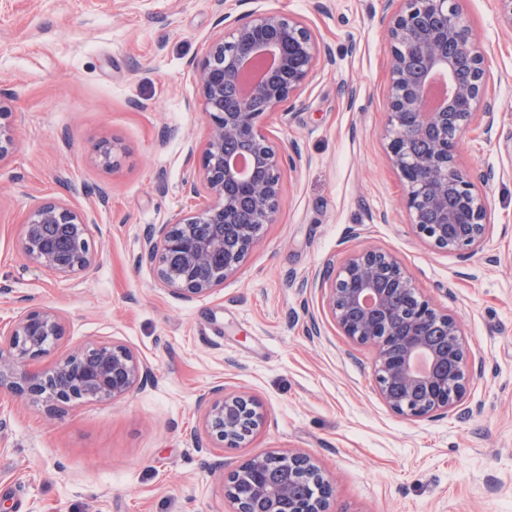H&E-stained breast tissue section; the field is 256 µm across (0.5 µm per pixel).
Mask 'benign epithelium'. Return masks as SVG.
I'll list each match as a JSON object with an SVG mask.
<instances>
[{"label": "benign epithelium", "instance_id": "benign-epithelium-1", "mask_svg": "<svg viewBox=\"0 0 512 512\" xmlns=\"http://www.w3.org/2000/svg\"><path fill=\"white\" fill-rule=\"evenodd\" d=\"M399 3L389 15L387 153L404 186L409 224L421 240L449 252L475 254L491 224L487 202L461 169L457 145L474 123L489 133L495 121L486 97L488 74L469 26L453 0H386ZM227 39H216L192 64L208 136L199 168L184 180L185 193L204 192L214 204L144 231L139 264L185 299L211 293L235 274L265 224L277 222L284 166L260 119L277 112L311 80L321 57L312 31L277 12L231 17ZM66 229L76 249L57 250L44 226ZM191 224H222L199 239L182 230ZM85 213L60 201L38 204L22 225L20 250L31 263L61 277L96 262L88 245ZM182 258L171 270L166 257ZM224 253V269L212 280L193 278L197 268ZM327 305L337 328L374 354L373 380L384 404L411 419L456 412L472 383L468 349L457 319L414 287L398 258L380 248L328 264ZM64 333V321L47 307L23 311L0 330V393L42 402L49 414L59 403L114 401L151 377V367L125 345L100 342L61 356L48 371L31 362ZM204 426L236 448L263 427L262 406L249 397H226L215 388L205 399ZM234 512H329L333 487L313 457L276 452L251 458L224 479Z\"/></svg>", "mask_w": 512, "mask_h": 512}]
</instances>
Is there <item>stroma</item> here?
<instances>
[{
    "label": "stroma",
    "instance_id": "35a3bbf8",
    "mask_svg": "<svg viewBox=\"0 0 512 512\" xmlns=\"http://www.w3.org/2000/svg\"><path fill=\"white\" fill-rule=\"evenodd\" d=\"M490 71L496 122L473 124L458 161L482 179L492 224L466 257L412 232L386 152L385 0H0V326L43 306L62 338L35 368L100 341L154 376L111 402L0 394V512H233L224 474L279 451L313 456L333 512H512V27L498 0H458ZM300 18L331 61L262 124L297 150L277 223L239 271L191 300L137 258L147 225L209 204L182 181L207 118L192 64L225 10ZM116 142L103 162L100 142ZM46 200L86 212L97 263L60 278L24 258L19 231ZM396 254L413 285L461 322L473 383L462 414L409 420L374 390L373 353L337 331L315 275L367 247ZM319 335H309L310 322ZM255 399L266 422L229 449L203 427V397Z\"/></svg>",
    "mask_w": 512,
    "mask_h": 512
}]
</instances>
